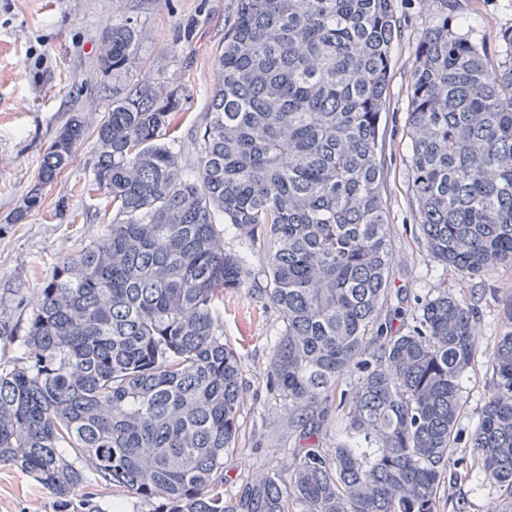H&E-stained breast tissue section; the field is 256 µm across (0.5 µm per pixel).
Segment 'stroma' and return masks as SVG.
Segmentation results:
<instances>
[{"label":"stroma","mask_w":512,"mask_h":512,"mask_svg":"<svg viewBox=\"0 0 512 512\" xmlns=\"http://www.w3.org/2000/svg\"><path fill=\"white\" fill-rule=\"evenodd\" d=\"M238 0H0V316L25 323L37 288L55 266L102 237L111 214L102 196L86 193L93 178L95 132L114 95L130 86L180 87L182 108L170 134L188 142L200 125L216 82L214 59L224 47ZM398 35L391 50L390 83L382 118L384 199L394 253L393 288L417 302L445 288L476 310L475 332L491 347L511 326L504 306L512 299V267L461 277L430 257L416 222L408 134L410 87L422 33L440 15L470 41L495 50L512 28V0H396ZM128 23L138 32V51L126 72L109 77L97 69L101 32ZM87 132L72 164L44 192L38 213L9 223L36 178L42 155L72 113ZM224 340L241 356L247 390L238 421L239 448L224 458V494L235 496L255 475L287 474L292 455L308 442L268 402L266 366L280 320L257 285L226 292L220 307ZM494 382L486 360L460 381L463 404L458 429L469 434ZM78 494L105 512H152L151 503L122 496L93 470ZM441 512H489L499 503L493 484L446 483ZM0 512H55L52 495L29 474L0 467Z\"/></svg>","instance_id":"obj_1"}]
</instances>
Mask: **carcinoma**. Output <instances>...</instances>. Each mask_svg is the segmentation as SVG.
<instances>
[{
  "label": "carcinoma",
  "instance_id": "carcinoma-1",
  "mask_svg": "<svg viewBox=\"0 0 512 512\" xmlns=\"http://www.w3.org/2000/svg\"><path fill=\"white\" fill-rule=\"evenodd\" d=\"M394 2L238 0L187 146L167 140L182 90L112 98L90 184L112 224L37 289L22 356L0 367V466L30 474L56 512H101L76 498L85 461L153 512H440L450 478L493 482L512 512V328L483 347L474 307L446 288L404 332L381 318ZM137 49L131 25L105 28L99 71L126 70ZM408 125L428 254L466 277L512 267V30L493 57L436 19L419 40ZM84 135L72 115L13 223L40 211ZM228 229L261 252V298L281 319L268 399L303 431L310 408L336 404L352 442L305 448L288 480L260 474L226 499L245 386L218 302L253 275ZM480 357L495 383L466 465L459 381ZM348 376L352 391L336 394Z\"/></svg>",
  "mask_w": 512,
  "mask_h": 512
}]
</instances>
